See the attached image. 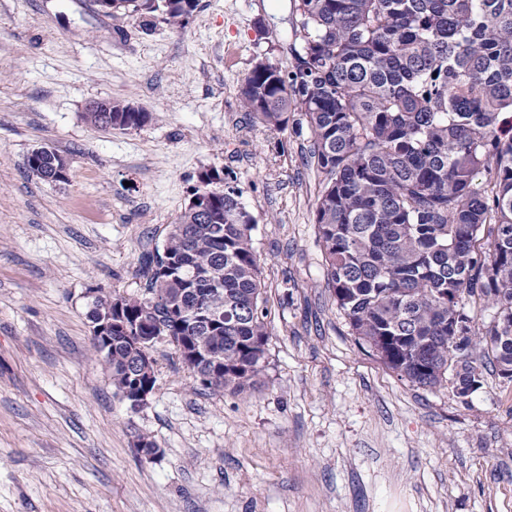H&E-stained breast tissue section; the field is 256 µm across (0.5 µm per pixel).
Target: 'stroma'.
<instances>
[{"label":"stroma","mask_w":512,"mask_h":512,"mask_svg":"<svg viewBox=\"0 0 512 512\" xmlns=\"http://www.w3.org/2000/svg\"><path fill=\"white\" fill-rule=\"evenodd\" d=\"M298 20L295 0H197L148 31L96 0H0V512H512V382L486 368L462 399L357 342L326 286L308 129L242 106L258 59L290 69ZM94 99L152 119L95 130ZM41 146L68 182L28 170ZM210 168L255 220L265 384L195 390L161 342L133 413L91 352L85 295L140 292L141 256ZM140 431L160 457L136 456Z\"/></svg>","instance_id":"obj_1"}]
</instances>
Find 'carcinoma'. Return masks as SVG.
I'll return each instance as SVG.
<instances>
[{
  "label": "carcinoma",
  "mask_w": 512,
  "mask_h": 512,
  "mask_svg": "<svg viewBox=\"0 0 512 512\" xmlns=\"http://www.w3.org/2000/svg\"><path fill=\"white\" fill-rule=\"evenodd\" d=\"M197 0H112V12L182 27ZM291 70L260 60L245 77L244 108L282 131L295 113L324 176L316 224L327 285L358 343L422 387L450 381L460 398L482 385L483 345L512 382V0H296ZM85 112L97 130H137L152 115L131 101ZM64 157L49 147L29 170L58 182ZM484 171L491 189L474 183ZM162 248L140 258L136 294L98 289L124 318L112 344L91 336L115 394L151 356L140 337L182 349L203 338L212 368L185 366L197 386L240 395L261 386L269 332L251 214L224 173L198 177ZM487 238L489 249L476 243ZM496 309L480 328L462 301ZM465 323L459 327V323Z\"/></svg>",
  "instance_id": "cac0c4a2"
}]
</instances>
